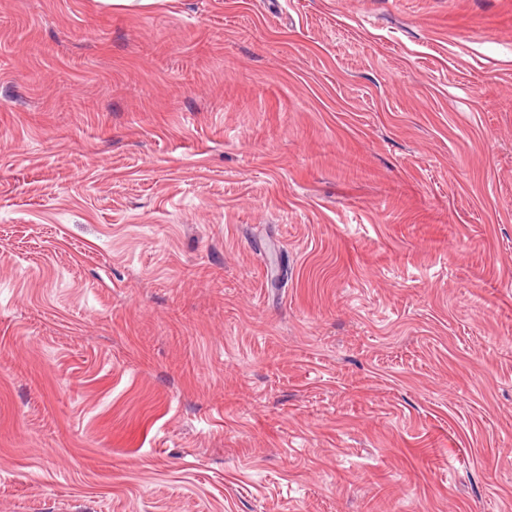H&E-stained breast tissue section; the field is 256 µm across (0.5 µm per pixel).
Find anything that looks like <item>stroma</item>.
<instances>
[{
	"instance_id": "1",
	"label": "stroma",
	"mask_w": 512,
	"mask_h": 512,
	"mask_svg": "<svg viewBox=\"0 0 512 512\" xmlns=\"http://www.w3.org/2000/svg\"><path fill=\"white\" fill-rule=\"evenodd\" d=\"M0 512H512V0H0Z\"/></svg>"
}]
</instances>
